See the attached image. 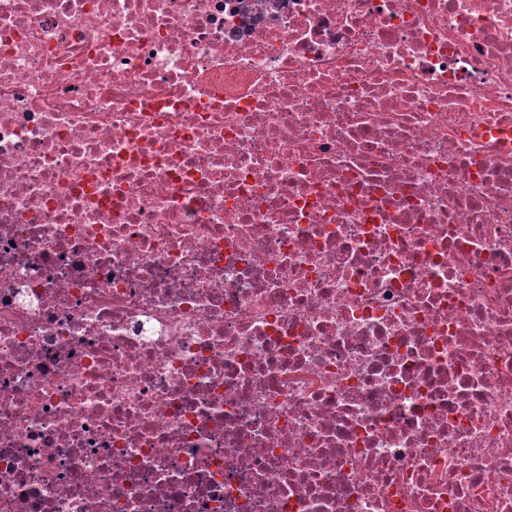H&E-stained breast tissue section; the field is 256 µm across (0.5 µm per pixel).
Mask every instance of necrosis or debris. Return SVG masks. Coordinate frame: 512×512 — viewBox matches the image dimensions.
<instances>
[{
  "label": "necrosis or debris",
  "instance_id": "obj_1",
  "mask_svg": "<svg viewBox=\"0 0 512 512\" xmlns=\"http://www.w3.org/2000/svg\"><path fill=\"white\" fill-rule=\"evenodd\" d=\"M0 512H512V0H0Z\"/></svg>",
  "mask_w": 512,
  "mask_h": 512
}]
</instances>
